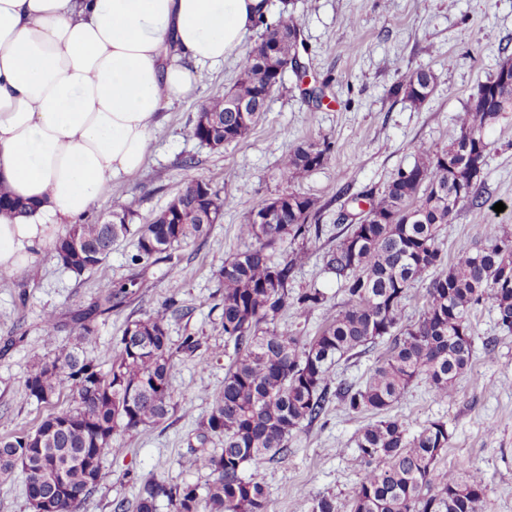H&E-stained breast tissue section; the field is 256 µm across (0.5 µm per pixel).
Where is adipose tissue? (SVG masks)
Returning a JSON list of instances; mask_svg holds the SVG:
<instances>
[{"instance_id":"1","label":"adipose tissue","mask_w":512,"mask_h":512,"mask_svg":"<svg viewBox=\"0 0 512 512\" xmlns=\"http://www.w3.org/2000/svg\"><path fill=\"white\" fill-rule=\"evenodd\" d=\"M262 0H0V213L13 274L144 165L162 111L238 54Z\"/></svg>"}]
</instances>
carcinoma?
<instances>
[{"instance_id": "carcinoma-1", "label": "carcinoma", "mask_w": 512, "mask_h": 512, "mask_svg": "<svg viewBox=\"0 0 512 512\" xmlns=\"http://www.w3.org/2000/svg\"><path fill=\"white\" fill-rule=\"evenodd\" d=\"M259 40L239 61V78L223 95L211 98L190 128L198 141L210 137L226 143L247 139L265 101L282 84L276 68L282 59L298 56L305 43L298 19L282 12L274 21L259 15ZM491 80L500 86V104L492 112L477 90L456 118L448 146L417 148L413 162L399 169L376 194L347 198L368 203L361 215L338 214L341 239L323 256L325 269L342 284L340 309L328 315L310 340L296 335L280 316L292 307L308 314L325 303L317 288L293 291L292 274L305 257L294 249L274 259L276 246L319 234L312 223L314 199L285 192L260 204L239 225L245 250L224 262L215 277L224 288L221 327L234 359L215 396L208 417L197 424L204 446L215 437L224 448L201 449L193 463L208 470L203 485L172 486L151 478L143 482L134 512H158L168 502L171 512H266L264 482L257 467L288 453L293 431L324 415L331 399L352 414L370 413L376 422L359 431L352 457L362 467L359 485L346 506L333 496L312 500L311 512H482L487 491L485 474L477 469L435 473L448 448L445 423L432 422L412 432L389 410L417 378L429 381L432 395L448 397L468 373L473 357L470 317L490 305L501 326L512 328V237L498 224L485 225V244L458 253L448 270L437 244L440 226L453 219L459 206L481 205L476 184L482 171L470 169L466 154L486 157L490 144L485 129L502 113L512 112V59L504 60ZM436 77L417 69L398 86L403 99L420 107L432 94ZM254 102L260 111L228 112L226 96ZM329 141L300 144L282 158L280 176L303 179L331 159ZM171 206L139 225L133 266L171 256L182 245L207 236L219 223L228 200L210 182L189 180ZM272 222L257 223L268 209ZM0 186V213H28ZM140 219L136 202L115 199L104 220L66 226L54 244L58 263L82 275L99 270L112 244L127 237ZM428 281L423 313L403 324L404 302L415 284ZM145 284L133 277L106 281L95 304L72 313L75 342L54 347L25 375L28 396L51 405L62 395L72 404L48 414L32 431L0 437V479L22 474L31 512L36 490L50 495L45 512H77L98 486L111 478L102 460L119 451L123 437L163 422L176 408L171 379L178 354L192 355L197 340L184 337L174 348L167 326L182 314L170 300L160 310L126 322L120 345L107 367L89 358L85 344L95 335L94 318L124 306ZM387 337V352L362 382L337 379L332 366L362 354Z\"/></svg>"}]
</instances>
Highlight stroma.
<instances>
[{"label":"stroma","instance_id":"1","mask_svg":"<svg viewBox=\"0 0 512 512\" xmlns=\"http://www.w3.org/2000/svg\"><path fill=\"white\" fill-rule=\"evenodd\" d=\"M284 10L300 22L310 80L330 83L323 104L309 102L289 70L247 140L219 149L200 143L189 135L197 113L239 76L237 59L227 58L202 71L190 96L164 109L145 166L112 182L113 197L135 200L147 217L166 206L188 179L209 181L230 204L206 237L178 248L172 259L135 267L128 260L136 241L130 235L113 244L101 272L79 276L63 270L47 249L27 269L0 280V437L35 429L49 414L48 406L28 398L26 372L53 343L73 340L70 315L96 300L101 277L120 282L138 276L146 287L121 309L97 317L88 354L98 363H106L128 319L153 313L170 298L185 311L169 322L172 344L187 336L199 342L193 356L176 365V411L165 422L124 437L120 452L102 461L111 480L97 487L79 512H112L113 502H134L141 483L152 476L171 485L208 482V471L193 464L199 448L195 429L223 388L230 363L220 327L223 290L214 273L243 250L238 228L249 212L286 189L313 198L321 208L323 233L306 242L292 286L320 289L326 303L307 315L291 309L283 316L298 335L311 339L343 300L322 260L337 243L343 188L380 193L398 168L412 163L417 145L447 146L457 115L501 60L512 57V0H268L269 19ZM349 17L354 20L350 26L345 23ZM419 68L432 69L437 81L428 101L417 108L396 89ZM486 137L492 149L482 175L484 203L460 205L438 233L449 263L460 250L484 244L485 225H501L512 236V112L488 127ZM323 138L333 146L327 165L305 179L282 183L279 167L288 149ZM188 158L193 161L189 167L184 164ZM499 202L505 205L500 213L494 209ZM47 310L57 316L50 334L42 325ZM471 332V369L448 398H433L420 377L391 413L414 431L445 422L451 439L437 470H482L488 479L483 512H512V332L497 325L487 306L474 311ZM489 337L496 341L490 353L483 348ZM372 421V415L349 413L334 401L322 418L302 425L290 437L287 455L260 466L267 512H310L312 500L322 495L349 501L361 477L349 449Z\"/></svg>","mask_w":512,"mask_h":512}]
</instances>
